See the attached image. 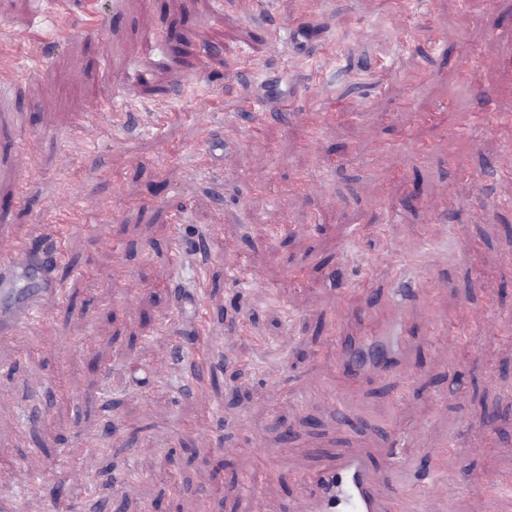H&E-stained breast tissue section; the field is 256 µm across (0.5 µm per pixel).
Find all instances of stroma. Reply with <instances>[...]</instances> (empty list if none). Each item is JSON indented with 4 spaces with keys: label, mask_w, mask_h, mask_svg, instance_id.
<instances>
[{
    "label": "stroma",
    "mask_w": 512,
    "mask_h": 512,
    "mask_svg": "<svg viewBox=\"0 0 512 512\" xmlns=\"http://www.w3.org/2000/svg\"><path fill=\"white\" fill-rule=\"evenodd\" d=\"M59 23L54 0H0V241L48 252L55 207L93 204L39 333L0 336V498L34 512L64 473L76 512H284L332 456L381 469L397 444L446 473L445 512H480L472 485L512 474V0H81ZM220 29L232 49L200 66ZM403 288L399 360L345 389L343 346ZM193 335L223 339L196 397ZM252 432L271 479L245 507Z\"/></svg>",
    "instance_id": "obj_1"
}]
</instances>
